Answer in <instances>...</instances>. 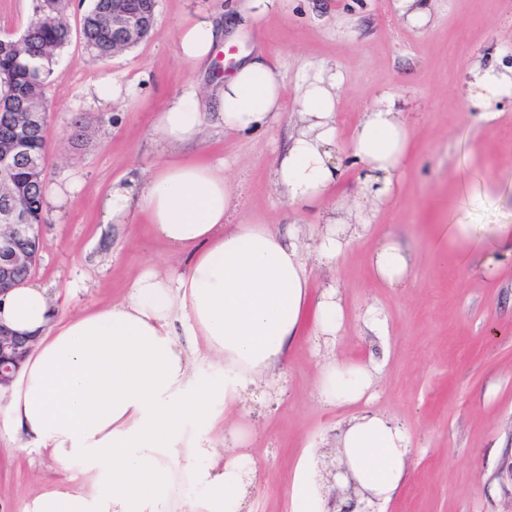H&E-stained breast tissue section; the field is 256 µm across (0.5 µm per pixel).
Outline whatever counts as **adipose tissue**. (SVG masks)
I'll return each instance as SVG.
<instances>
[{
  "mask_svg": "<svg viewBox=\"0 0 512 512\" xmlns=\"http://www.w3.org/2000/svg\"><path fill=\"white\" fill-rule=\"evenodd\" d=\"M281 0H229L223 12L200 7L179 24L180 60L206 67L218 46L250 38L257 17ZM339 75L305 80L291 114L293 131L275 157L271 182L295 211L320 215L314 252L333 264L349 240L362 236L395 194L411 129L395 97L368 109L347 143L336 127ZM468 100L488 106L512 98V70L473 72ZM282 87L265 52L249 55L233 75L202 93L191 83L175 92L152 121L161 158L148 175L114 180L101 201L106 224L145 221L154 235L185 256L179 274L145 269L120 302L57 320L48 288L25 282L0 304V322L34 336L19 382L1 410L57 462L79 463L90 486L73 479L47 487L26 512H173L177 479L199 496L188 512H243L244 492L258 465L246 447L253 429L228 413L243 408L251 386L278 381L307 302V260L296 234L234 217L237 184L224 165L186 158L206 128L241 139L268 132L282 111ZM358 175L337 202L330 189L349 169ZM484 253L483 273L512 262V224H455L439 257L466 259L464 246ZM375 277L392 288L411 278V257L393 237L370 256ZM188 326L181 341L174 319ZM224 363L201 381L193 374L197 344ZM373 385L361 363L322 366L316 385L329 406L360 402ZM223 449H216L215 441ZM336 483L354 487L366 504L389 502L407 470L406 431L381 415L348 421L338 437ZM294 512H328L307 459L293 485Z\"/></svg>",
  "mask_w": 512,
  "mask_h": 512,
  "instance_id": "ef3b65f1",
  "label": "adipose tissue"
}]
</instances>
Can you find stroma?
<instances>
[{"instance_id":"35a3bbf8","label":"stroma","mask_w":512,"mask_h":512,"mask_svg":"<svg viewBox=\"0 0 512 512\" xmlns=\"http://www.w3.org/2000/svg\"><path fill=\"white\" fill-rule=\"evenodd\" d=\"M223 2L158 0L156 33L99 60L78 33L92 0H68L73 34L45 93V183L70 188L71 198L46 204L32 272L61 293V317L125 299L141 270L181 271L147 224L99 223V204L114 179L149 172L158 161L151 123L170 95L190 79L206 86L235 67L220 50L215 66L193 73L177 55L176 28L186 13ZM253 42L269 54L287 110L302 81L328 66L343 76L336 101L342 135L392 94L413 140L389 210L335 265L308 266V304L283 392L246 407L255 431L249 451L262 473L246 492L247 512H292L298 463L321 453L333 464L339 433L357 409L385 415L409 437L406 482L382 512H512V478L504 471L512 462V265L482 276L471 264L443 263L436 252L442 226L512 224V100L485 114L462 103L471 71L512 68V0H432L423 28L401 19L391 0H283L256 23ZM112 73L132 83L133 94L115 105H85L84 85ZM287 133L283 120L248 140L210 128L189 156L229 164L242 183L240 215L284 233L286 208L270 173ZM388 234L413 256L408 287L387 288L371 276L368 257ZM332 284L342 292L345 331L335 344L319 345L315 303ZM370 310L383 314L384 330L365 326ZM336 356L374 372V395L358 408L325 405L316 393L321 365ZM61 475L0 412V512H25L44 482Z\"/></svg>"}]
</instances>
